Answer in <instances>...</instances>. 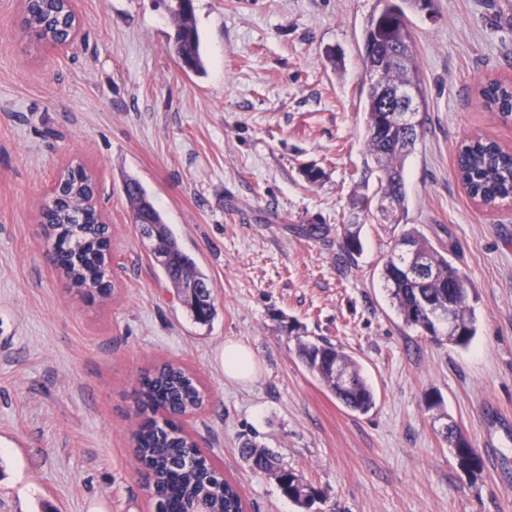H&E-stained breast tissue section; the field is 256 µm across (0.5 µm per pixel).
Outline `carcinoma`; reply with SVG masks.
I'll return each mask as SVG.
<instances>
[{"instance_id": "carcinoma-1", "label": "carcinoma", "mask_w": 512, "mask_h": 512, "mask_svg": "<svg viewBox=\"0 0 512 512\" xmlns=\"http://www.w3.org/2000/svg\"><path fill=\"white\" fill-rule=\"evenodd\" d=\"M176 21L174 51L183 68L193 73L206 71L200 50L192 0H162ZM75 18L68 0H26L25 26L39 41L60 43L72 33ZM363 62L367 72L381 68L382 84L389 89L407 88L414 93L418 107L425 108L421 72L416 65L409 21L404 9L377 0L362 28ZM485 105L512 116V85L492 81L480 91ZM390 102L369 89L366 92L367 147L379 172L378 192L397 201L404 209L407 192L404 163L414 151L425 120L410 132L389 136L380 129L384 108ZM458 175L471 198L486 207L512 198V151H506L489 138L476 137L464 142L457 151ZM60 191L46 207L44 217L55 233V266L71 281L79 293L92 301L112 295V283L106 262L110 244L109 227L97 208V184L81 163L69 164L57 178ZM125 195L131 204L133 223L140 225L142 236L155 241L152 253L160 260L161 271L180 293L192 285L209 282V277L179 246L155 208L142 184L129 179ZM401 240L411 243L414 253L394 247L380 270V278L392 305L404 324L428 331L433 318L448 316L439 333L448 343L467 347L477 335V317L469 301L467 282L448 260V253L437 250L418 229L406 230ZM345 253L362 251L360 233L352 225H343ZM421 265L425 274L411 279L403 271L407 264ZM184 306L199 324L210 323L216 314L213 298L206 297ZM297 354L304 365L321 377L346 408L365 414L374 406V393L360 364L341 348L328 341L300 340ZM137 402L153 417L133 433L139 460L149 473L151 500L161 512H192L205 499L212 512H244V500L238 486L224 478L221 470L197 448L178 418L187 411L199 410L205 401L196 377L183 366L164 363L139 378ZM460 465L472 472L482 467L481 458L472 454L470 444L453 429L446 433ZM253 469L272 471L289 500L309 509L321 498V492L306 483L295 471L276 466L275 457L264 448L250 445L242 450Z\"/></svg>"}]
</instances>
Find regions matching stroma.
Returning <instances> with one entry per match:
<instances>
[{
    "label": "stroma",
    "mask_w": 512,
    "mask_h": 512,
    "mask_svg": "<svg viewBox=\"0 0 512 512\" xmlns=\"http://www.w3.org/2000/svg\"><path fill=\"white\" fill-rule=\"evenodd\" d=\"M376 0H193L206 72L184 71L159 0H73L77 47L23 30L0 0V512H152L132 432L137 378L164 362L205 393L187 432L241 490L247 512H512V199L487 208L456 154L487 137L512 150V117L483 103L512 81V0H429L407 11L427 120L394 220L354 207L376 191L368 156L370 76L361 30ZM336 49L332 65L327 49ZM95 175L112 233L110 298L85 301L46 252L42 212L59 171ZM313 167L322 173L310 182ZM138 179L204 271L217 310L195 323L131 220ZM361 227L348 258L341 227ZM453 247L478 318L472 344L404 325L379 278L401 233ZM357 359L376 403L347 410L302 364L301 339ZM255 355L252 380L224 376V343ZM439 407H427V394ZM483 458L464 472L443 431ZM268 449L323 499L304 510L251 469Z\"/></svg>",
    "instance_id": "1"
}]
</instances>
